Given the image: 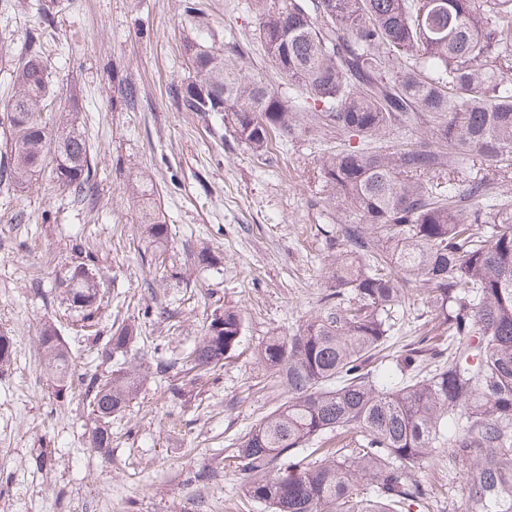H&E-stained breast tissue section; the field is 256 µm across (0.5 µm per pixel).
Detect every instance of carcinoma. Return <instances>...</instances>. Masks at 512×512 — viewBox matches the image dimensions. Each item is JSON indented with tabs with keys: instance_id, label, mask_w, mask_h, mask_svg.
<instances>
[{
	"instance_id": "1",
	"label": "carcinoma",
	"mask_w": 512,
	"mask_h": 512,
	"mask_svg": "<svg viewBox=\"0 0 512 512\" xmlns=\"http://www.w3.org/2000/svg\"><path fill=\"white\" fill-rule=\"evenodd\" d=\"M258 39L279 49L277 70L299 89L290 106L248 80L224 54L188 43L191 71L173 91L184 112H212L258 155L302 130L301 107L359 145L323 157L320 176L353 221L338 227L326 298L333 301L290 336H271L259 357L288 388V401L240 440L244 493L271 512H414L427 489L418 472L439 448L470 466L466 512H512V204L489 205L487 178L442 183L448 160L495 175L512 165V0H252ZM6 107L12 136L0 157V185L52 166L75 198L95 192L90 145L75 124L54 136L43 120L53 95L41 44L29 37L12 71ZM426 130L418 145L390 143L396 130ZM152 260L171 227L144 224ZM430 294L448 332V360L435 372L395 382L377 355L393 334L403 287ZM84 326L99 314L95 273L85 262L65 280ZM124 324L93 337L95 359H112L137 335ZM234 308L213 313L186 364L193 386L240 342ZM42 367L61 399L79 382L94 415L90 447L112 451V416L136 398L161 356L74 376L57 325H41ZM13 338L0 334V368ZM442 354L424 333L396 356L404 374ZM356 430L320 461L300 457L319 436Z\"/></svg>"
}]
</instances>
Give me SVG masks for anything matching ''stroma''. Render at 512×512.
I'll return each mask as SVG.
<instances>
[{
	"label": "stroma",
	"instance_id": "obj_1",
	"mask_svg": "<svg viewBox=\"0 0 512 512\" xmlns=\"http://www.w3.org/2000/svg\"><path fill=\"white\" fill-rule=\"evenodd\" d=\"M194 12H186V2ZM53 23L39 24L41 14ZM251 0H9L0 6V111L10 73L37 30L54 95L77 96L75 112H49V127H82L96 183L80 202L50 172L0 188V332L16 355L0 369V512H268L245 496L241 437L285 403L288 389L257 353L326 309L330 241L348 213L320 176L323 156L344 140L311 131L264 156L247 150L220 118L182 111L172 91L187 76L188 42L240 46L241 73L281 99L297 87L272 67L257 39ZM134 85L127 100L121 89ZM149 178L155 211L170 224V274L147 259L132 182ZM82 239L102 276L98 327L135 323L119 363L157 353L171 369L148 381L112 421V453L88 444L91 410L80 390L55 399L44 375L38 325L59 320L71 348L85 346L61 287ZM203 252L211 266L193 267ZM395 309L392 351L417 340L432 317L426 288L406 286ZM240 310L244 330L214 375L184 387L180 363L213 312ZM51 449L35 466L38 449ZM207 469L212 477L196 482ZM423 512H464L467 469L439 449L419 474Z\"/></svg>",
	"mask_w": 512,
	"mask_h": 512
}]
</instances>
